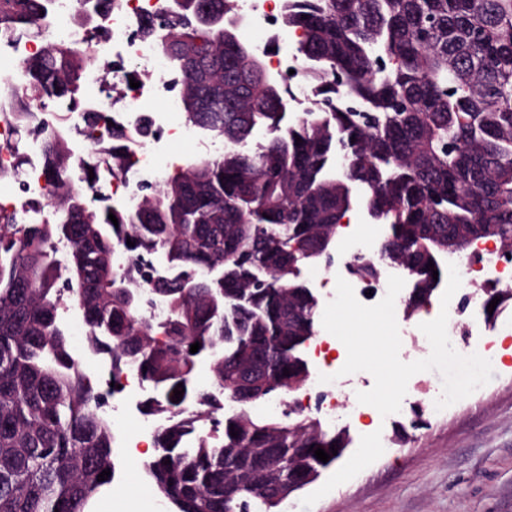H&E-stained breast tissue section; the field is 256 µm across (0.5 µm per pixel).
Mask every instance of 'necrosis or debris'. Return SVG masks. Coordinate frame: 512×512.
Returning a JSON list of instances; mask_svg holds the SVG:
<instances>
[{
  "mask_svg": "<svg viewBox=\"0 0 512 512\" xmlns=\"http://www.w3.org/2000/svg\"><path fill=\"white\" fill-rule=\"evenodd\" d=\"M121 6L112 14L100 17L97 25L106 36L99 43L101 53L112 61V79L103 81L95 71L84 75L91 94L76 110L66 113L71 129L91 141L93 129L107 125L122 128L128 136L130 160L128 168L118 175L96 182L89 192L95 202H115L132 206L138 203L147 185L160 183L168 173L163 162L162 146L171 136L186 140L200 137L199 130L183 121L177 89L181 76L166 62L159 50L164 30L144 37L139 32L143 17L164 16L171 0H120ZM239 11L245 18L244 30L255 45L268 51L267 60L275 74L291 89L294 106H301L310 96L306 70L297 54L292 38L281 28V0H239ZM37 43L24 37L0 33V85L16 86L23 81L21 63L37 51ZM138 88H131V81ZM149 121L150 131L139 135L141 121ZM14 127L10 118L0 116V169H18L17 206L26 208L29 201L46 197L49 185L44 177L41 137L32 135L24 159H17L10 147ZM378 259L370 242L353 240L342 258L348 281L355 296L365 305L376 304L387 292V277L375 280L359 278L352 270L358 258ZM454 263L461 277L462 288L482 283L497 288H512V256L497 245L482 244L477 256L462 255ZM95 376L102 388L112 391V403L122 406L124 415L136 416L145 438H152L155 418L141 413V405L149 394L148 386L136 371L113 375L108 364H100ZM339 381L323 383L312 379L301 393L284 394L272 401V410L301 411L306 404L327 416H335L339 401Z\"/></svg>",
  "mask_w": 512,
  "mask_h": 512,
  "instance_id": "1",
  "label": "necrosis or debris"
}]
</instances>
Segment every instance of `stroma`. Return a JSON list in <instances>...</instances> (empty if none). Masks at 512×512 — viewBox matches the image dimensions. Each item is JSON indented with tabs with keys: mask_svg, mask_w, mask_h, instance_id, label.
<instances>
[{
	"mask_svg": "<svg viewBox=\"0 0 512 512\" xmlns=\"http://www.w3.org/2000/svg\"><path fill=\"white\" fill-rule=\"evenodd\" d=\"M482 334L501 336L491 360V380L448 409L428 408L441 389L438 372L415 374L408 382L407 405L425 407V428H414L412 413L384 418L374 407L364 415L337 421L351 443L335 466L292 495L287 512H512V304L486 323L474 307L448 324L460 341L465 324ZM120 462L113 491L127 493L144 484L142 464L132 463L141 440L135 422L115 424ZM386 437L408 435L402 449L373 447L375 430Z\"/></svg>",
	"mask_w": 512,
	"mask_h": 512,
	"instance_id": "1",
	"label": "stroma"
}]
</instances>
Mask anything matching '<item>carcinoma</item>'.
<instances>
[{"label": "carcinoma", "instance_id": "1", "mask_svg": "<svg viewBox=\"0 0 512 512\" xmlns=\"http://www.w3.org/2000/svg\"><path fill=\"white\" fill-rule=\"evenodd\" d=\"M76 2L78 23L118 5ZM52 6L0 0V32L43 34ZM204 6L237 14L236 0H181L161 52L193 91L181 99L184 118L223 141L224 153L178 166L132 207L99 208L87 197L90 168L71 166L74 146L58 122L43 141L50 217L28 224L0 208V512H89L112 487L116 434L70 343L66 302L82 316L87 352L110 360L114 374L135 369L151 389L142 411L162 424L145 474L168 512H281L299 472L336 464L306 448L330 454L344 442L316 418L257 420L232 395L258 351L268 355V384L285 391L309 374L302 350L316 335L318 304L302 271L336 245L346 214L360 206L387 228L383 263L354 271L404 273L412 316L443 284L448 236L512 252V0H286L282 27L298 34L314 89L294 116L280 111L286 91L264 55L237 29L203 21ZM184 40L200 64L182 62ZM92 68L112 72L95 41L48 42L24 61L22 87H0V112L27 127L38 106L73 109ZM342 95L362 111L336 108ZM259 132L270 139L253 142ZM126 161L116 131L108 163L120 172ZM144 255L172 275L146 279ZM213 268L224 277L212 278ZM147 294L165 307L164 322L143 315ZM203 359L204 388L195 377ZM223 400L233 410L214 444L196 431ZM189 403L199 410L179 415ZM241 448L278 449L277 492L241 480L224 496V481L245 466Z\"/></svg>", "mask_w": 512, "mask_h": 512}]
</instances>
